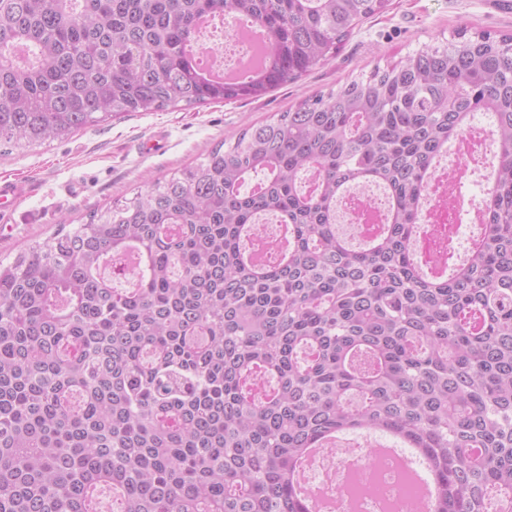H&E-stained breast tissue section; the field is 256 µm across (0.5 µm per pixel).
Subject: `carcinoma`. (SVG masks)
Listing matches in <instances>:
<instances>
[{"label":"carcinoma","instance_id":"obj_1","mask_svg":"<svg viewBox=\"0 0 512 512\" xmlns=\"http://www.w3.org/2000/svg\"><path fill=\"white\" fill-rule=\"evenodd\" d=\"M389 0H0V142L258 98L336 56ZM263 28L241 82L189 62L203 16ZM302 100L199 163L61 224L0 267V512H311L308 448H418L431 512H512V35L458 34ZM486 113L496 165L467 257L415 255L437 159ZM261 172L257 188L241 193ZM385 192L364 245L353 187ZM287 235L248 257L257 215ZM125 264L131 287L112 286Z\"/></svg>","mask_w":512,"mask_h":512}]
</instances>
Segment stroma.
Here are the masks:
<instances>
[{
	"mask_svg": "<svg viewBox=\"0 0 512 512\" xmlns=\"http://www.w3.org/2000/svg\"><path fill=\"white\" fill-rule=\"evenodd\" d=\"M463 29L511 34L512 7L494 0H390L386 11L354 29L335 57L261 98L132 112L42 144L0 145V177L30 187L12 222L0 226V262H12L59 225L86 223L94 211L200 161L271 114L367 78L375 67H390L418 49L454 41Z\"/></svg>",
	"mask_w": 512,
	"mask_h": 512,
	"instance_id": "35a3bbf8",
	"label": "stroma"
}]
</instances>
